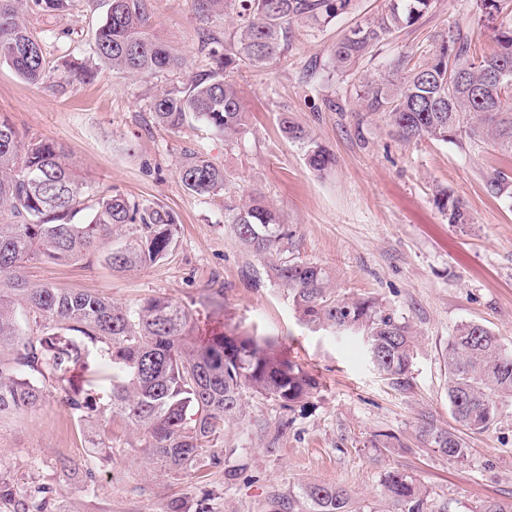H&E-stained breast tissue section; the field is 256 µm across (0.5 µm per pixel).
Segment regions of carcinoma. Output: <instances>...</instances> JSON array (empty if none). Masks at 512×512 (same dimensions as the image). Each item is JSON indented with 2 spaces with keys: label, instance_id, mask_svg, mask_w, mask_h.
I'll use <instances>...</instances> for the list:
<instances>
[{
  "label": "carcinoma",
  "instance_id": "carcinoma-1",
  "mask_svg": "<svg viewBox=\"0 0 512 512\" xmlns=\"http://www.w3.org/2000/svg\"><path fill=\"white\" fill-rule=\"evenodd\" d=\"M74 0H33L56 15ZM436 0H387L376 19L358 25L332 49L334 66L351 68L371 47L413 26ZM352 0H192L201 18L236 14L233 31L220 38L199 34L205 68L155 94L149 101L154 123L171 130L197 123L232 143L246 131V112L229 74L239 66L262 69L288 46L291 24H325L350 9ZM90 53L112 71L166 78L180 66L177 52L150 31L148 0H107ZM28 0H0V63L24 81L42 83L65 68L67 78L89 81L94 72L72 58L53 65L56 47L25 20ZM496 49L475 57L461 29L448 31L431 53L414 64L400 56L384 74L365 78L360 105L388 115L405 141L427 139L462 147L491 142L512 158V26L499 28ZM508 73V84L492 79ZM281 134L307 144L308 166L321 172L331 154L286 112ZM182 186L202 199L230 182L224 168L195 152L183 154ZM486 185L493 194L508 188L494 169ZM440 207L448 223L465 224L459 199L446 190ZM224 217L241 246L257 256L287 251L291 233L274 208L254 194L227 198ZM180 227L177 214L158 202H143L119 191L101 190L75 170L62 145L22 140L0 118V416L35 407L50 385L78 418L99 424L121 419L154 463L189 472L216 460L212 449L226 427L245 413L244 394L272 399L291 411L319 386L270 340L219 328L199 331L192 311L166 296L130 307L97 293L51 284L31 285L27 264H64L103 254L115 273L155 264L172 251ZM273 282L288 292L303 323L322 329L361 330L368 337L374 367L398 391L410 388L417 344L411 323L372 297H345L332 287L329 271L287 258L270 267ZM36 330L28 332L20 315ZM448 407L459 428L433 416L418 418L416 439L455 462L467 458L468 434L495 428L512 408V352L481 322L457 325L445 353ZM385 512H449L427 489L401 471L382 481ZM16 501L14 512H79L39 485L16 499L14 486L0 477V501ZM269 512H355L342 487L308 484L270 500Z\"/></svg>",
  "mask_w": 512,
  "mask_h": 512
}]
</instances>
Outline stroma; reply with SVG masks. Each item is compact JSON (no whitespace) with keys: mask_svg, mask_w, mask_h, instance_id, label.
Masks as SVG:
<instances>
[{"mask_svg":"<svg viewBox=\"0 0 512 512\" xmlns=\"http://www.w3.org/2000/svg\"><path fill=\"white\" fill-rule=\"evenodd\" d=\"M79 11L55 16L29 8L38 31L56 36L59 52L85 60L95 77L65 83L63 73L32 85L0 64V117L24 140L50 138L68 152L81 176L101 188L161 203L180 220L171 254L150 267L117 275L103 258L64 265L30 263L36 283L107 295L135 305L168 296L192 309L200 327L270 337L316 375L319 388L289 412L274 400L246 394V417L228 427L229 458L191 473L157 467L131 431L112 437V459L89 450L86 430L55 393L17 416L0 419V476L17 496L49 485L80 512H266L272 496L318 482L345 488L362 512L378 506L381 481L402 471L451 512H475L483 501L512 500V411L496 428L473 436L461 462L415 440L419 411L452 423L445 391L448 338L465 321H480L512 349V199L492 194L493 169L512 177V160L490 145L402 140L379 112L357 107L364 75L385 70L401 54L419 56L435 36L458 26L474 55L491 52L498 28L512 25V0L486 18L475 0H436L415 25L373 47L349 72L336 71L331 49L351 28L374 19L385 0H353L325 25L294 22L287 50L270 66L234 70L248 112L237 142L186 126L154 124L147 104L160 80L112 72L87 55L105 0H80ZM154 32L183 57V75L201 71L198 34L231 31L232 16L201 20L190 0H150ZM302 125L335 162L310 169L304 145L284 138L279 113ZM199 151L232 174L225 195L202 199L185 191L179 164ZM449 189L469 221L449 223L438 192ZM258 193L293 233L291 257L333 276L339 294L376 298L408 320L418 336L411 387L400 392L375 370L358 332L314 331L298 318L286 290L267 276L278 255L245 250L224 222V198ZM404 440L376 448V434ZM97 473L60 478L59 459Z\"/></svg>","mask_w":512,"mask_h":512,"instance_id":"1","label":"stroma"}]
</instances>
